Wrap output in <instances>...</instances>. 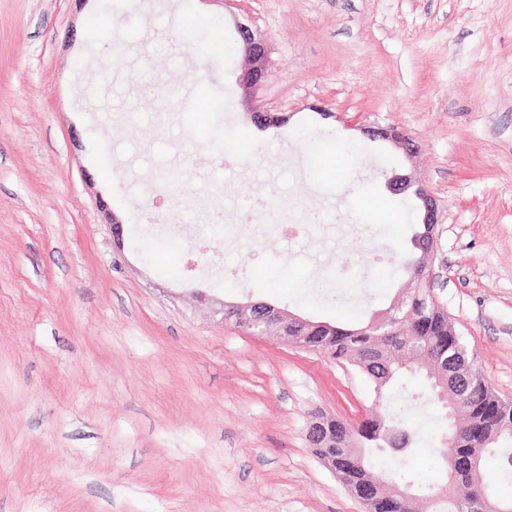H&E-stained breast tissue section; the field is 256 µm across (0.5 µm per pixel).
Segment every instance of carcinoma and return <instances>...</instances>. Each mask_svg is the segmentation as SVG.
<instances>
[{
  "label": "carcinoma",
  "mask_w": 512,
  "mask_h": 512,
  "mask_svg": "<svg viewBox=\"0 0 512 512\" xmlns=\"http://www.w3.org/2000/svg\"><path fill=\"white\" fill-rule=\"evenodd\" d=\"M402 311L377 329L372 322L352 328L318 322L313 327L295 324L289 335L298 338L302 348L322 353L336 361L359 366L374 385L377 402H383L387 387L406 372L426 375L432 401L444 421L436 456L446 465V482L416 495L410 487L413 479L405 473L376 477L366 465L364 449L377 447V435L401 430L416 443V431L408 428L397 410H383L363 424L350 426L328 418L331 444L310 442L313 453L326 458L328 448L338 453L353 451L359 465L345 471L341 481L350 486L372 487L376 501L399 499L401 512H458L459 504L470 498L477 481L491 503L501 512H512V499L498 497L484 481L482 461L493 449L500 450L506 471H512V405L504 404L492 392L475 354L455 342L447 312L431 300L427 289L413 286L405 296ZM475 431L479 442L461 439L456 448L457 469L448 462V439L454 431Z\"/></svg>",
  "instance_id": "cac0c4a2"
}]
</instances>
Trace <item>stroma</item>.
I'll use <instances>...</instances> for the list:
<instances>
[{
	"label": "stroma",
	"mask_w": 512,
	"mask_h": 512,
	"mask_svg": "<svg viewBox=\"0 0 512 512\" xmlns=\"http://www.w3.org/2000/svg\"><path fill=\"white\" fill-rule=\"evenodd\" d=\"M239 21L280 126L240 102ZM216 135L246 153L216 165ZM400 169L440 204L436 299L512 399V0H0V512H365L308 429L368 418L367 375L219 305L388 310L419 221ZM391 395L418 449L371 468L442 484L425 380ZM363 132L370 137V139L383 140L391 142L395 148L402 151L407 158L414 157L415 150L412 139L403 130H399L396 127L386 128H363Z\"/></svg>",
	"instance_id": "stroma-1"
}]
</instances>
